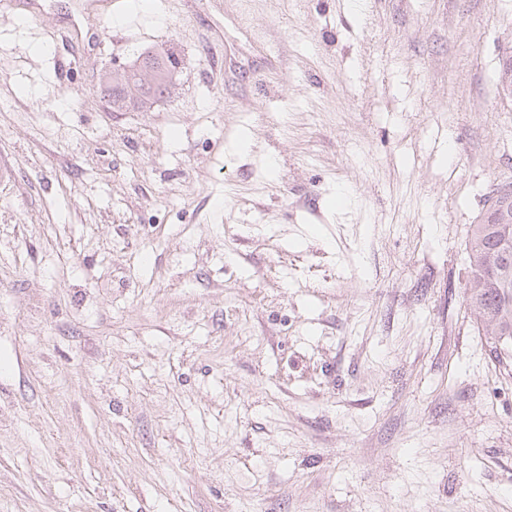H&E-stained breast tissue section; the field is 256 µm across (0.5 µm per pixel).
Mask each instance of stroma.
Segmentation results:
<instances>
[{"label":"stroma","mask_w":512,"mask_h":512,"mask_svg":"<svg viewBox=\"0 0 512 512\" xmlns=\"http://www.w3.org/2000/svg\"><path fill=\"white\" fill-rule=\"evenodd\" d=\"M38 2L0 6V512H512L464 296L512 0ZM145 52L169 94L113 111ZM147 66L152 71L150 80L149 71H143L139 78L137 71H123L121 75L110 72L103 80V91L111 98L112 109L116 112L127 110L130 107L143 108V104L150 101H157L169 93L171 83V72L176 66V59L172 56L147 55ZM134 87L142 91V95L136 98L128 97L125 90Z\"/></svg>","instance_id":"1"}]
</instances>
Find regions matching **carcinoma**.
I'll use <instances>...</instances> for the list:
<instances>
[{
    "mask_svg": "<svg viewBox=\"0 0 512 512\" xmlns=\"http://www.w3.org/2000/svg\"><path fill=\"white\" fill-rule=\"evenodd\" d=\"M146 60L152 71L147 84L142 83L136 71L105 75L103 91L111 98L112 110L141 108L169 93L176 59L148 55ZM510 226L512 193L489 206L481 223L470 225L466 242L470 276L465 286L466 302L486 335L508 353H512V271L505 275L500 265L512 268V237H505V229Z\"/></svg>",
    "mask_w": 512,
    "mask_h": 512,
    "instance_id": "carcinoma-1",
    "label": "carcinoma"
}]
</instances>
